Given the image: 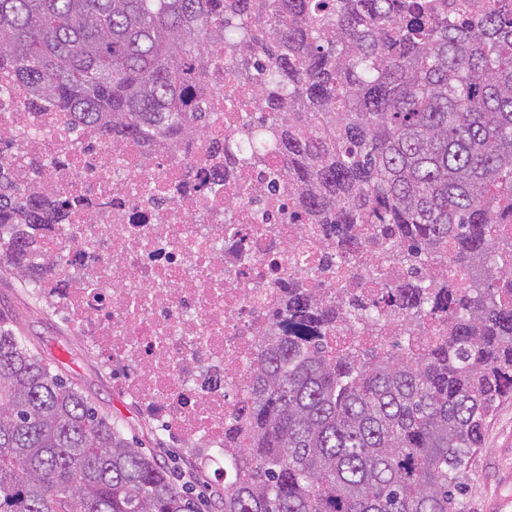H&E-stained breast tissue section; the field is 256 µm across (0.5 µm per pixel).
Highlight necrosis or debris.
Instances as JSON below:
<instances>
[{
	"label": "necrosis or debris",
	"mask_w": 512,
	"mask_h": 512,
	"mask_svg": "<svg viewBox=\"0 0 512 512\" xmlns=\"http://www.w3.org/2000/svg\"><path fill=\"white\" fill-rule=\"evenodd\" d=\"M224 89L234 108H218L189 146L146 148L78 136L56 112H29L26 89L0 73V136L11 141L16 181L28 182L26 162L37 158L41 190L91 200L49 245L67 260L70 286L37 296L76 329L148 423L218 476L224 422L289 280L310 271V287L341 310L351 292L377 296L410 276L368 242L337 259L317 225L289 221L293 187L269 182L279 153L211 190L209 142L238 134L259 102L232 79ZM398 334L394 323L353 331L341 321L330 343L342 350Z\"/></svg>",
	"instance_id": "obj_1"
}]
</instances>
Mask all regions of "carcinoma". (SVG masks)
Returning <instances> with one entry per match:
<instances>
[{"label":"carcinoma","instance_id":"obj_1","mask_svg":"<svg viewBox=\"0 0 512 512\" xmlns=\"http://www.w3.org/2000/svg\"><path fill=\"white\" fill-rule=\"evenodd\" d=\"M3 69L29 111L145 144L209 124L213 71L255 83L264 123L209 144L212 183L273 148L336 257L364 230L424 270L382 306L445 323L417 355L333 352L336 323L379 306L292 282L224 426L221 512H461L464 460L512 398V0H0ZM29 169L18 185L0 146V272L60 284L62 257L33 256L79 200ZM192 490L0 321V512H196Z\"/></svg>","mask_w":512,"mask_h":512}]
</instances>
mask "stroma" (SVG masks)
Returning <instances> with one entry per match:
<instances>
[{
    "mask_svg": "<svg viewBox=\"0 0 512 512\" xmlns=\"http://www.w3.org/2000/svg\"><path fill=\"white\" fill-rule=\"evenodd\" d=\"M0 318L15 322L28 343L57 366L112 420L125 436L142 440L144 449L167 468L179 483L193 481L200 512H214L213 492L223 478L200 470L181 447L158 436L119 392L112 387L98 359L50 311L34 304L16 278L0 274ZM458 499L464 512H490L493 502H505L512 512V399L502 402L489 418L480 448L467 459Z\"/></svg>",
    "mask_w": 512,
    "mask_h": 512,
    "instance_id": "1",
    "label": "stroma"
}]
</instances>
